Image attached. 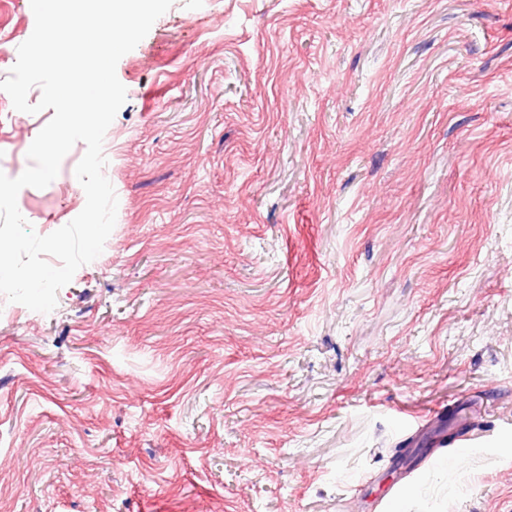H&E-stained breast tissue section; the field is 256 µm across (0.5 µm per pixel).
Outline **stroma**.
<instances>
[{
    "instance_id": "stroma-1",
    "label": "stroma",
    "mask_w": 512,
    "mask_h": 512,
    "mask_svg": "<svg viewBox=\"0 0 512 512\" xmlns=\"http://www.w3.org/2000/svg\"><path fill=\"white\" fill-rule=\"evenodd\" d=\"M116 73L104 250L0 318V512H512V0H173Z\"/></svg>"
}]
</instances>
